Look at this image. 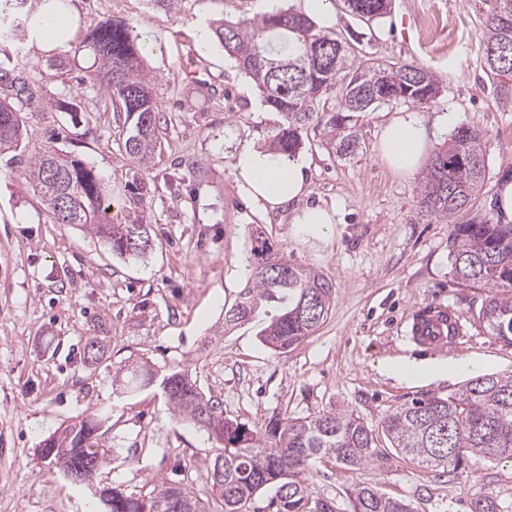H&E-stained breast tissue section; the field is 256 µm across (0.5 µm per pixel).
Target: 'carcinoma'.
<instances>
[{"mask_svg": "<svg viewBox=\"0 0 512 512\" xmlns=\"http://www.w3.org/2000/svg\"><path fill=\"white\" fill-rule=\"evenodd\" d=\"M357 16L367 21L384 17L383 0H354ZM495 7L482 37L489 76L512 80V0H494ZM27 0H0V85L28 103L33 93L26 82L4 66L11 61L7 47L22 42L29 32ZM214 37L224 52L251 78L264 105L283 118L269 150L292 156L302 145L303 132L314 126L335 152L352 156L358 149L355 127L360 114L391 102L428 106L439 92L433 75L410 63L359 61L335 31L320 28L308 16L276 9L259 19L221 21ZM89 47L99 60L97 80L126 115L133 133L125 141L129 156L149 159L157 143L159 107L144 69L134 27L106 21L92 33ZM496 48L495 60L489 49ZM398 78L387 81L382 73ZM27 96H21L22 92ZM340 92L338 106L319 112L315 104ZM23 135L21 109L0 100V153L19 149ZM62 167L63 182L48 181L51 164ZM483 134L468 126L451 135L446 147L431 157L422 176L421 208L427 221L452 220L473 206L486 176ZM49 214L59 224L88 227L123 257L143 258L146 251L130 248V239L151 240L150 227L111 224L103 214L112 205V189L92 168L61 150L47 148L24 166ZM68 205L61 207V195ZM256 257L253 281L241 300L224 312V327L234 325V310L243 308L253 319L264 303L276 302L279 311L261 330L264 343L287 350L315 333L327 318L333 283L324 275L272 253L267 239L252 242ZM458 283L485 291L477 319L487 333L512 345V224H498L487 214L457 224L449 250ZM154 374L137 367L129 371L125 389L134 392L153 382ZM163 388L172 412L192 421L221 444L209 458L213 488L224 512H244L257 493L276 489V512H334L321 501L306 509L310 493L304 475L314 459L330 458L360 469L376 455L373 431L346 412H328L303 419L272 420L262 433L224 418L221 406L208 398L187 376L173 374ZM97 423L82 419L55 432L42 443L41 454L52 458L63 473L82 467L98 471L106 460L97 447ZM382 431L393 448L423 468L454 470L478 457L512 461V374H478L446 397L413 399L383 422ZM108 512H204L200 502L183 490L162 486L147 498H133L112 488L106 491ZM353 512H412L402 500L386 498L373 487L358 484L350 492Z\"/></svg>", "mask_w": 512, "mask_h": 512, "instance_id": "1", "label": "carcinoma"}]
</instances>
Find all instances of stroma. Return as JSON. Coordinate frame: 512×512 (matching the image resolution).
Here are the masks:
<instances>
[{
  "label": "stroma",
  "mask_w": 512,
  "mask_h": 512,
  "mask_svg": "<svg viewBox=\"0 0 512 512\" xmlns=\"http://www.w3.org/2000/svg\"><path fill=\"white\" fill-rule=\"evenodd\" d=\"M78 28L68 45L40 51L21 43L22 74L40 98L24 110L23 158L51 146L100 173L112 190L107 220L143 217L153 247L145 258L112 254L98 236L58 224L44 209L11 153L0 154V512H102L99 490L146 497L161 485L182 488L207 512H224L208 460L214 443L175 418L159 384L181 373L219 401L226 418L264 431L272 419L346 411L376 430L378 459L359 470L314 461L313 498L351 512L348 492L365 483L406 501L412 512H471L489 495L512 512V462L470 460L452 472H429L396 452L379 430L412 399L458 388L467 373L428 374L410 383L383 371L388 363L471 359L484 373L512 372V346L477 320L483 290L456 283L448 261L454 224L494 212L504 174H512V88L487 76L480 42L493 0H392L370 22L335 0L333 28L359 58L406 61L435 77L439 94L417 109L392 102L361 116L354 157L327 149L308 132L307 205L336 207L328 233L305 235L295 207H259L239 189L232 157L242 146L266 147L282 118L261 102L253 82L218 43L202 48L199 28L214 20L261 15L260 0H175L168 12L149 0H74ZM108 19L147 37L144 55L159 102L152 159L130 157L125 115L113 111L95 74L86 38ZM420 111L434 149L453 128L480 130L488 168L472 209L454 222L427 223L420 213L421 174L392 173L377 149L392 117ZM452 125H444L446 112ZM264 235L278 253L335 283L325 322L288 351L267 347L265 311L232 329L224 311L252 279L251 243ZM440 304L467 334L443 349L405 342L404 318ZM97 345L89 357V345ZM146 367L156 384L134 393L122 382ZM100 420L107 462L93 487L75 485L40 453L44 439L76 418Z\"/></svg>",
  "instance_id": "1"
}]
</instances>
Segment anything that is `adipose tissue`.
<instances>
[{"instance_id": "adipose-tissue-1", "label": "adipose tissue", "mask_w": 512, "mask_h": 512, "mask_svg": "<svg viewBox=\"0 0 512 512\" xmlns=\"http://www.w3.org/2000/svg\"><path fill=\"white\" fill-rule=\"evenodd\" d=\"M72 3L36 0L30 21L31 45L51 50L72 40L76 26ZM432 138L422 116L406 112L384 125L379 150L393 172L412 175L422 166ZM232 168L241 191L262 207L273 209L307 193L309 163L302 156L288 158L245 146L234 154Z\"/></svg>"}]
</instances>
